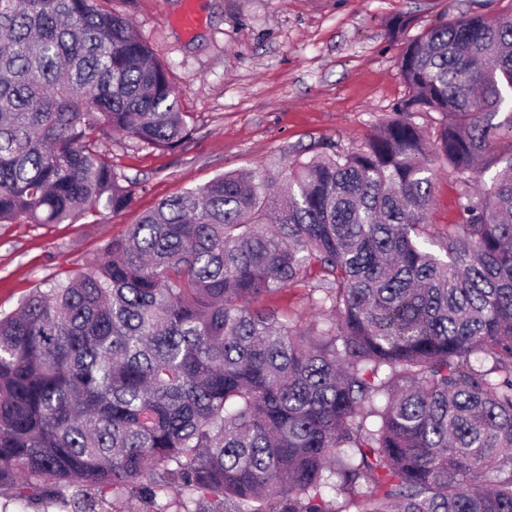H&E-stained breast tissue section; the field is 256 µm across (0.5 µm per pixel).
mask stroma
<instances>
[{
    "mask_svg": "<svg viewBox=\"0 0 512 512\" xmlns=\"http://www.w3.org/2000/svg\"><path fill=\"white\" fill-rule=\"evenodd\" d=\"M184 0H112L158 60L168 66L192 138L166 151L113 135L116 172L135 183L131 206L64 224H0V313L41 283L96 267L112 238L161 200L215 176L269 173L329 146L359 148L393 118L408 95L400 57L409 39L439 21L502 14L512 0H202L203 24L187 37L173 19ZM405 18L403 34L388 33ZM462 185L435 164L431 220L453 231ZM304 285L261 299L301 320L323 319Z\"/></svg>",
    "mask_w": 512,
    "mask_h": 512,
    "instance_id": "stroma-1",
    "label": "stroma"
}]
</instances>
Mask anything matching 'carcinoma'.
Returning a JSON list of instances; mask_svg holds the SVG:
<instances>
[{"mask_svg": "<svg viewBox=\"0 0 512 512\" xmlns=\"http://www.w3.org/2000/svg\"><path fill=\"white\" fill-rule=\"evenodd\" d=\"M112 0H0V224L135 194L106 142L192 136ZM366 144L160 201L0 315V496L73 512H512V13L404 48ZM441 116L431 141L412 115ZM479 192L432 231V159ZM496 168L490 180L483 176ZM316 279L304 334L261 298Z\"/></svg>", "mask_w": 512, "mask_h": 512, "instance_id": "obj_1", "label": "carcinoma"}]
</instances>
